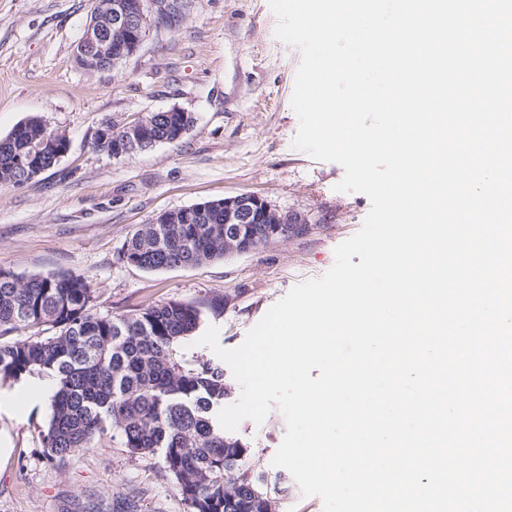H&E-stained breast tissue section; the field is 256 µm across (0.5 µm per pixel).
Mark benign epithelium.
Segmentation results:
<instances>
[{
    "label": "benign epithelium",
    "mask_w": 512,
    "mask_h": 512,
    "mask_svg": "<svg viewBox=\"0 0 512 512\" xmlns=\"http://www.w3.org/2000/svg\"><path fill=\"white\" fill-rule=\"evenodd\" d=\"M192 0H96L75 51L76 65L87 73L96 72L99 61L112 58V63L135 55L144 40L145 20L159 19L168 29L179 27L189 15ZM179 114L173 140L181 139L190 129L187 111L172 107L166 116ZM149 140L148 125L143 121L128 124L112 141V156L132 153ZM224 210V251L242 254L258 248L254 238L245 233L248 224H269V238L288 239L307 233L309 224L301 215L282 212L257 195L241 194L209 200L181 208L180 219L188 224L210 209Z\"/></svg>",
    "instance_id": "obj_1"
}]
</instances>
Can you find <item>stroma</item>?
I'll list each match as a JSON object with an SVG mask.
<instances>
[{"label":"stroma","mask_w":512,"mask_h":512,"mask_svg":"<svg viewBox=\"0 0 512 512\" xmlns=\"http://www.w3.org/2000/svg\"><path fill=\"white\" fill-rule=\"evenodd\" d=\"M95 0H0V138L37 117L69 141L50 170L0 186V269L22 277L64 272L92 282L98 313L136 312L171 299L223 297L203 326L238 347L296 284L326 273L334 250L361 228L370 201L336 186L343 168L293 146L291 99L301 55L278 40L269 0H193L178 28L150 29L139 52L89 74L74 63ZM178 106L195 122L175 143L132 157L98 150L105 121L121 126ZM254 194L307 214L310 230L245 254L146 271L120 258L124 243L165 210ZM0 406V512H188L160 458L131 454L109 438L59 468L42 458L49 382L8 381ZM286 432L279 409L232 436L268 484L285 486L276 512H323L272 459Z\"/></svg>","instance_id":"1"}]
</instances>
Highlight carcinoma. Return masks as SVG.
<instances>
[{
	"mask_svg": "<svg viewBox=\"0 0 512 512\" xmlns=\"http://www.w3.org/2000/svg\"><path fill=\"white\" fill-rule=\"evenodd\" d=\"M108 121L95 146L112 152ZM66 137L37 117L0 139V184H22L51 169ZM122 258L158 271L224 258V211L195 224H147ZM95 289L67 274L20 278L0 269V328L49 325L51 336L0 343V380L40 374L51 386V417L43 436L46 463L59 467L119 436L130 453L160 455L189 512H273L262 471L246 449L224 436L217 414L228 387L224 369L188 359L180 346L224 298L172 299L130 315L94 308Z\"/></svg>",
	"mask_w": 512,
	"mask_h": 512,
	"instance_id": "obj_1",
	"label": "carcinoma"
}]
</instances>
